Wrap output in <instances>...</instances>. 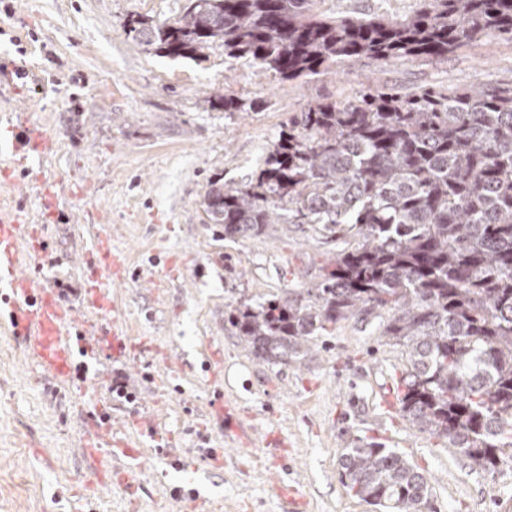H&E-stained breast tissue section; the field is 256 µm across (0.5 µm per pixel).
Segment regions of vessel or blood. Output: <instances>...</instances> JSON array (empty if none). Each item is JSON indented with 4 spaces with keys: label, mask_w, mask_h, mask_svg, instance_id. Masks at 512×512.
Returning a JSON list of instances; mask_svg holds the SVG:
<instances>
[{
    "label": "vessel or blood",
    "mask_w": 512,
    "mask_h": 512,
    "mask_svg": "<svg viewBox=\"0 0 512 512\" xmlns=\"http://www.w3.org/2000/svg\"><path fill=\"white\" fill-rule=\"evenodd\" d=\"M33 225L27 224L20 209L0 208V262L11 269L8 282L14 295L11 303V324L14 336L21 339L29 357L39 369L53 379L70 378L77 364L76 350L94 353L104 338H111L116 353L126 350L127 333L121 329H105L95 323H83L79 338H71L68 329L76 318L72 306L59 299L43 283L15 273L20 263L19 244L25 238L35 237ZM98 259L86 289L85 308H104L107 305L101 289L100 274L111 270L123 271L125 261L112 251L111 237L101 234L90 250ZM81 446L87 459L94 463V481L110 475L114 461L136 459L139 448L112 427L103 416L102 409H95L84 422Z\"/></svg>",
    "instance_id": "1"
}]
</instances>
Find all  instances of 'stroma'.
<instances>
[{"label": "stroma", "instance_id": "1", "mask_svg": "<svg viewBox=\"0 0 512 512\" xmlns=\"http://www.w3.org/2000/svg\"><path fill=\"white\" fill-rule=\"evenodd\" d=\"M187 0H0V205L20 204L49 265L26 259L67 304L83 301L81 256L110 225L126 258L123 279H107L108 310L93 323L119 322L133 348L100 356L88 382L112 417L137 410L172 438L142 439L130 467L136 496L116 483L87 485L80 450L89 411L78 383L35 371L12 336L10 293L0 288V512H191L174 492L197 491L214 512H283L277 487L289 484L305 512H376L346 486L341 458L359 437L376 438L419 467L429 482L423 512H512V462L494 473L471 467L447 443L405 419L396 382L407 368L403 346L379 336L387 310L336 324L311 351L270 364L240 344L231 313L306 294L343 250L307 224H273L264 234L228 237L202 202L211 182L245 184L281 127L309 101L352 100L369 81L411 92L432 85H512V41L490 38L449 53L444 64L419 58L359 59L339 73L281 83L222 43L203 58L163 55L135 40L130 24H171ZM421 0H314L337 18L400 19ZM24 70L17 78L16 70ZM245 103L228 112L224 97ZM53 141L32 154L26 128ZM127 382L135 402L112 397ZM222 389L242 438L227 437L209 414ZM275 437L287 454L271 452ZM178 448L185 465L168 453Z\"/></svg>", "mask_w": 512, "mask_h": 512}]
</instances>
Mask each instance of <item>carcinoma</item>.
I'll use <instances>...</instances> for the list:
<instances>
[{"label": "carcinoma", "mask_w": 512, "mask_h": 512, "mask_svg": "<svg viewBox=\"0 0 512 512\" xmlns=\"http://www.w3.org/2000/svg\"><path fill=\"white\" fill-rule=\"evenodd\" d=\"M311 0H189L174 24L131 31L167 56L224 44L282 83L362 58L445 62L484 37L512 39V0H423L401 19L330 18ZM208 223L260 235L309 224L353 240L305 303L284 297L232 316L241 343L268 363L305 356L313 336L364 308L390 317L381 335L406 347L397 400L409 422L485 472L512 461V86L373 83L347 102H308L278 134L256 177L212 186ZM366 503L421 512L426 476L399 451L361 438L343 455Z\"/></svg>", "instance_id": "1"}]
</instances>
